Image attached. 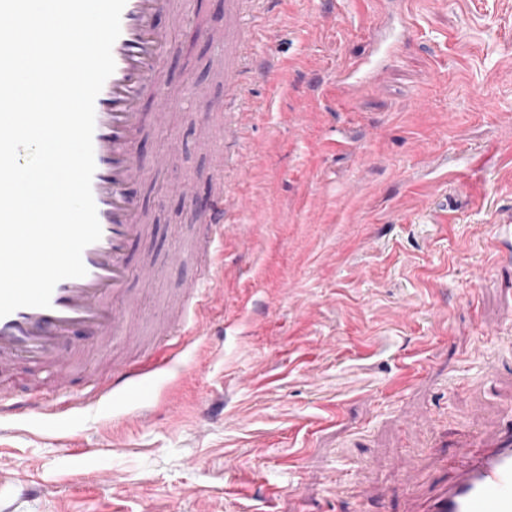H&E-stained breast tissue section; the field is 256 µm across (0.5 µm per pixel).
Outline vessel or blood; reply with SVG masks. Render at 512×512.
Listing matches in <instances>:
<instances>
[{
  "label": "vessel or blood",
  "instance_id": "vessel-or-blood-1",
  "mask_svg": "<svg viewBox=\"0 0 512 512\" xmlns=\"http://www.w3.org/2000/svg\"><path fill=\"white\" fill-rule=\"evenodd\" d=\"M181 4L182 0H126L121 33L112 48L115 71L95 100L92 193L102 236L83 251L86 275L60 281L50 307L20 308L0 318L1 370L37 368L58 388L68 382L72 360L82 352L78 337L93 338L104 351L112 340L136 332V306L129 285L134 279L154 283L157 264L150 255L135 264L130 261L133 245L152 232L138 191L147 173L135 155L142 140L146 101L155 102L156 116L161 119L184 98L158 80L168 39L182 19ZM163 16L168 19L164 26L159 23ZM203 35L224 52L216 61L223 75L221 135L213 137L203 126L196 138L198 148L214 156L210 204L191 214L193 224L202 230L199 253L204 256L209 245L223 242L228 215L252 205L250 199L225 185L224 167L232 161L246 167L254 153L253 148L239 144L236 136L258 110L244 92V75L252 69L271 71L273 65L268 57L255 53V41L241 19L240 0H224L223 19L206 27ZM396 56V41L378 40L373 53L357 61L345 76L374 78L384 62ZM209 303V297L189 294L172 309L160 335H176L190 316H203ZM112 378L105 390L109 397H146L153 389L145 371L117 359L112 362ZM40 407V402L9 396L7 388L0 386V417L27 414ZM421 512H512V427L488 440L469 438L457 443L449 477Z\"/></svg>",
  "mask_w": 512,
  "mask_h": 512
}]
</instances>
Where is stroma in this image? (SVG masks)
Segmentation results:
<instances>
[{
	"instance_id": "1",
	"label": "stroma",
	"mask_w": 512,
	"mask_h": 512,
	"mask_svg": "<svg viewBox=\"0 0 512 512\" xmlns=\"http://www.w3.org/2000/svg\"><path fill=\"white\" fill-rule=\"evenodd\" d=\"M401 8L273 0L255 18L277 67L246 76L258 154L225 173L255 204L224 238L203 334L173 338L146 401L85 409L75 447L53 417L0 418V512H359L356 488L376 512H414L456 438L512 422V0H412L397 62L345 96L341 73ZM187 10L163 66L209 104L145 113L154 229L130 260L159 272L130 293L146 337L198 277L196 256L167 257L196 239L186 217L212 185L195 134L222 93L202 29L224 0ZM109 376L89 358L39 397L69 406Z\"/></svg>"
}]
</instances>
